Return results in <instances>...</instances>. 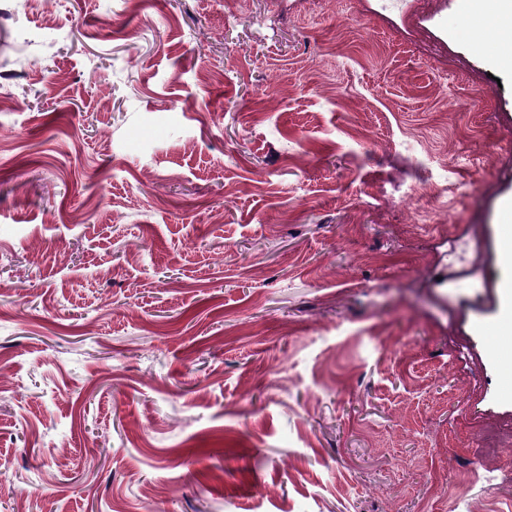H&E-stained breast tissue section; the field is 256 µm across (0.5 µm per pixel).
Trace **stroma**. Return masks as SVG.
Here are the masks:
<instances>
[{"label": "stroma", "instance_id": "obj_1", "mask_svg": "<svg viewBox=\"0 0 512 512\" xmlns=\"http://www.w3.org/2000/svg\"><path fill=\"white\" fill-rule=\"evenodd\" d=\"M474 31L462 0H0V512H512V74ZM400 175L473 189L412 209ZM450 256L453 265L468 269L474 265L476 255V244L467 238H457L450 243Z\"/></svg>", "mask_w": 512, "mask_h": 512}]
</instances>
